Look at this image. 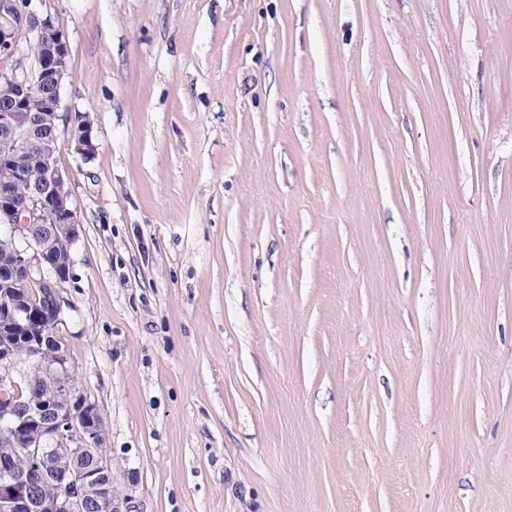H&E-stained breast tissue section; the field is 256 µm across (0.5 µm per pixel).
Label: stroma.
I'll return each mask as SVG.
<instances>
[{
    "label": "stroma",
    "mask_w": 512,
    "mask_h": 512,
    "mask_svg": "<svg viewBox=\"0 0 512 512\" xmlns=\"http://www.w3.org/2000/svg\"><path fill=\"white\" fill-rule=\"evenodd\" d=\"M51 9L120 512H512V0Z\"/></svg>",
    "instance_id": "35a3bbf8"
}]
</instances>
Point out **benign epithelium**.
I'll return each instance as SVG.
<instances>
[{"label":"benign epithelium","instance_id":"obj_1","mask_svg":"<svg viewBox=\"0 0 512 512\" xmlns=\"http://www.w3.org/2000/svg\"><path fill=\"white\" fill-rule=\"evenodd\" d=\"M49 0H0V58L12 62L0 71V80L12 86L17 97L0 108V128L17 155L40 151L41 177L31 182L13 161L0 163V240L10 243L7 253L22 267L25 280L0 293V309L15 328L27 327L36 311L16 298L40 289L50 316L42 320V332L51 336L66 325L69 308L64 296L68 276L52 271L53 257L46 240L35 229L51 224L56 233L74 241L80 224L66 189L67 172L53 158L52 144L60 132L69 134L76 154L87 160L96 151L93 123L79 111H63L61 91L69 69V49L63 22L47 6ZM44 106L34 113L32 99ZM28 355L41 362L42 370L66 376L61 388L39 398H25L20 352L0 346V441L12 443L30 422L46 417L57 396L71 390L73 361L59 347L32 343ZM46 435L57 447L46 449L37 439L23 449L24 461L0 454V512H85L119 504L112 488V468L100 451L104 421L95 402L83 397L66 413H56L46 423ZM36 468L46 474L55 492L41 499L28 495L24 471Z\"/></svg>","mask_w":512,"mask_h":512}]
</instances>
